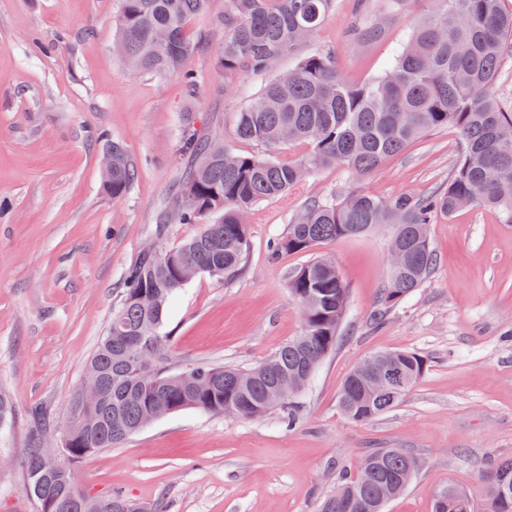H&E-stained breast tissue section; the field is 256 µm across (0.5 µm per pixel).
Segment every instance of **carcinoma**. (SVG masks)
<instances>
[{
  "instance_id": "carcinoma-1",
  "label": "carcinoma",
  "mask_w": 512,
  "mask_h": 512,
  "mask_svg": "<svg viewBox=\"0 0 512 512\" xmlns=\"http://www.w3.org/2000/svg\"><path fill=\"white\" fill-rule=\"evenodd\" d=\"M207 2L122 0L115 40L120 57L142 73H181L185 59L205 43L204 37L190 35L187 26ZM433 2L430 16L382 75L349 83L338 74L335 56L311 53L238 113L234 132L239 139L271 148L304 143L309 153L303 160L230 152L196 127L194 113L184 114L182 152L188 164L171 210L156 225L155 238L163 239L172 221L195 224L212 213L220 214L221 221L166 249L159 259L139 254L123 281L107 333L88 364L104 383L96 418L92 423L83 419L79 392H74L65 426L68 444L38 492L32 474L48 449L41 446L43 411L33 412L37 424L22 464L27 493L39 512H129L132 499L122 494L95 497L84 492L80 506L69 507L74 468L95 452L121 444L140 430L149 414L162 418L196 409L257 418L279 408L287 412V426L295 424V398L336 348L347 311L342 298L348 291L335 263L314 258L289 274L288 290L301 305L304 329L252 369L197 363L193 388L167 369L168 337L161 328L170 297L186 284L185 274L193 270L222 278L238 271L248 244L247 211L287 192L309 169L338 165L363 178L422 135L448 126L456 130L461 152L444 192L426 199H382L353 192L315 201L275 244L278 252H302L361 235L377 224L394 225L406 258L402 267L390 272L381 294L388 307L421 287L434 267L427 235L432 215L483 205L512 222V112L502 110L490 94L507 45L512 44V10L503 7V0ZM334 3L227 0L219 66L226 73L267 70L308 41ZM107 151L112 153V168L104 172V187L121 198L132 187L135 169L120 144L108 145ZM147 345L159 349L153 380L140 376L137 363L138 351ZM389 355L400 363L406 385L395 402L382 409L374 398L362 396L361 376L352 371L338 395V407L349 419L368 422L398 406L427 370V360L415 351L394 350ZM290 376L298 386L279 395L277 389ZM419 466L406 450L378 448L358 460L356 472L341 476L322 512H383L388 500L403 493L397 486L399 476ZM484 477L489 486L509 487L506 497L486 495L478 509L469 491L450 483L437 496L434 512H512V459L491 461Z\"/></svg>"
}]
</instances>
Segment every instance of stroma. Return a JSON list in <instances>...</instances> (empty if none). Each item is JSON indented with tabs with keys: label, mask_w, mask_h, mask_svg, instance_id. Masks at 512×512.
<instances>
[{
	"label": "stroma",
	"mask_w": 512,
	"mask_h": 512,
	"mask_svg": "<svg viewBox=\"0 0 512 512\" xmlns=\"http://www.w3.org/2000/svg\"><path fill=\"white\" fill-rule=\"evenodd\" d=\"M382 7L366 0L359 13L355 0H336L302 53L285 56L276 72L301 54L330 50L349 82L381 74L431 5L416 0L390 17ZM120 8L121 0H0V398L12 408L0 427V512H37L21 467L34 429L30 411L46 410L42 444L59 448L70 397L107 332L123 277L154 241L187 164L182 113H195L198 126L238 153L298 160L308 152L302 143L272 150L235 137V113L268 78L219 67L225 0H209L191 19L190 32L207 41L180 76L134 72L114 54ZM364 12L382 28L367 44L352 37ZM110 140L124 146L137 174L118 199L103 188ZM459 150L455 131L443 128L363 180L336 167L311 172L251 209L236 275L197 276L171 298L162 332L172 368L249 369L302 332L289 273L321 254L334 259L348 309L335 350L297 397L295 426L286 427L278 409L254 419L184 410L80 463V489L119 492L152 512H320L357 458L402 448L423 466L386 512H433L451 481L481 497L486 458H512V223L478 205L436 215L433 272L385 312L379 298L390 275L391 226L305 252L271 249L312 200L444 191ZM395 349L426 357L417 386L370 422L342 415L337 399L347 375L372 353Z\"/></svg>",
	"instance_id": "35a3bbf8"
}]
</instances>
